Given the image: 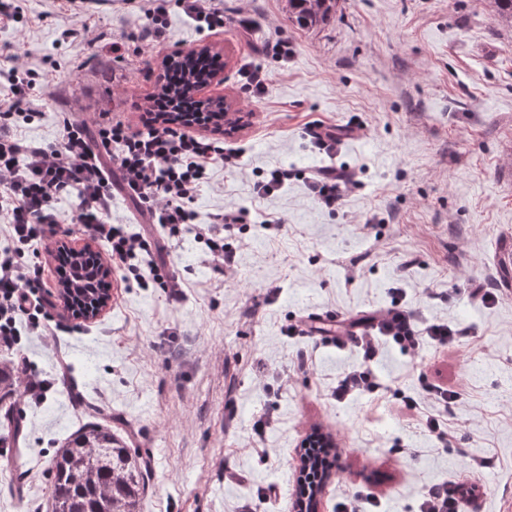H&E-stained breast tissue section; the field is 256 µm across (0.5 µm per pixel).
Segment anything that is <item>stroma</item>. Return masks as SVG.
I'll list each match as a JSON object with an SVG mask.
<instances>
[{
  "label": "stroma",
  "mask_w": 512,
  "mask_h": 512,
  "mask_svg": "<svg viewBox=\"0 0 512 512\" xmlns=\"http://www.w3.org/2000/svg\"><path fill=\"white\" fill-rule=\"evenodd\" d=\"M18 6V19L0 16V60L33 69L38 114L20 132L44 144L60 145L68 117L136 121L158 89L147 73L164 57L218 52L223 69L199 96L224 99L244 127L228 138L236 158L209 169L192 208L201 224L227 208L249 215L224 235L236 252L227 271L194 236L145 223L111 172L110 221L156 242L138 266L179 279L184 296L171 300L116 264L96 318L53 309L45 336L18 322L21 341L0 347V363L25 361L52 386L0 404L24 424L18 446L0 430V512H50L52 457L96 415L150 463L139 512H293L299 443L317 427L347 448L318 512L369 494L378 512H418L422 489L442 482L477 485L462 512H512V26L494 19L490 0H339L313 29L289 22L286 0H245L252 27L213 32L170 0L165 45L133 49L124 42L139 19L120 0H90L88 36L69 39L55 0ZM275 35L291 42L288 60L259 54ZM255 64L269 82L249 99L242 72ZM315 120L347 130L335 154L316 147ZM279 166L293 173L287 186L255 198L254 183ZM325 167L355 181L333 211L306 186ZM480 286L492 301L475 297ZM395 301L465 334L450 349L380 345L381 390L334 401L360 351L287 335L288 325L319 314L353 322ZM432 382L458 393L445 448L417 419ZM475 458L489 461L478 474Z\"/></svg>",
  "instance_id": "obj_1"
}]
</instances>
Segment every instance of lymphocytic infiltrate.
Listing matches in <instances>:
<instances>
[{"label":"lymphocytic infiltrate","instance_id":"obj_1","mask_svg":"<svg viewBox=\"0 0 512 512\" xmlns=\"http://www.w3.org/2000/svg\"><path fill=\"white\" fill-rule=\"evenodd\" d=\"M134 8L144 24L130 42L165 39L168 0H123ZM6 110L0 111V223L8 228L15 248L0 250V346L17 342L16 321L30 309L40 308L36 294L42 281L40 265L21 266L18 245L34 240L46 248L58 243V219L53 203L58 196L76 198L75 221L92 239L105 243L114 263L125 265L151 245L147 238L127 233L108 221L112 187L105 162L113 160L124 189L143 215L168 227L172 236L194 232L207 243L213 260L233 268L235 255L224 245V233L245 223L242 209L215 214L212 223L200 225L191 204L206 179L208 167L224 160L218 141L196 136V129L214 125L217 117L205 111L193 113L173 125L144 111L136 124L115 121L89 129L86 122L64 124L61 147L24 139L18 124L36 112L30 70L14 65L7 79ZM120 154H113V145ZM351 179L335 168L308 177L313 198L333 210L340 205ZM371 334L356 336L364 361H373L380 341H391L406 350H417L424 340L446 347L460 329L445 323L421 325L416 312L396 304L370 321Z\"/></svg>","mask_w":512,"mask_h":512}]
</instances>
